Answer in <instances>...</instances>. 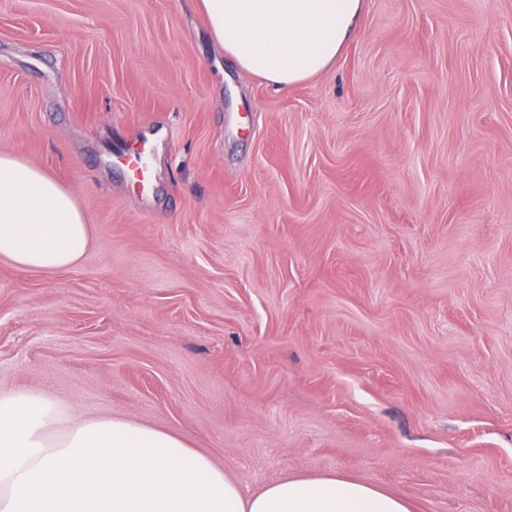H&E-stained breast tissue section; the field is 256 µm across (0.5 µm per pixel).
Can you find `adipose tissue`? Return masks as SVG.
<instances>
[{
  "label": "adipose tissue",
  "mask_w": 512,
  "mask_h": 512,
  "mask_svg": "<svg viewBox=\"0 0 512 512\" xmlns=\"http://www.w3.org/2000/svg\"><path fill=\"white\" fill-rule=\"evenodd\" d=\"M220 48L276 86L323 71L356 32L362 0H199ZM92 229L50 172L0 153V259L35 272L77 266ZM0 512H414L404 497L336 472L253 492L182 437L71 413L33 390L0 391Z\"/></svg>",
  "instance_id": "ef3b65f1"
}]
</instances>
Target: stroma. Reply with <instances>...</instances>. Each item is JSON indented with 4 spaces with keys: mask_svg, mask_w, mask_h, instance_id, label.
<instances>
[{
    "mask_svg": "<svg viewBox=\"0 0 512 512\" xmlns=\"http://www.w3.org/2000/svg\"><path fill=\"white\" fill-rule=\"evenodd\" d=\"M143 132L146 194L112 164ZM2 152L93 243L0 259V390L176 433L247 491L512 512V0H364L280 89L196 0H0Z\"/></svg>",
    "mask_w": 512,
    "mask_h": 512,
    "instance_id": "obj_1",
    "label": "stroma"
}]
</instances>
